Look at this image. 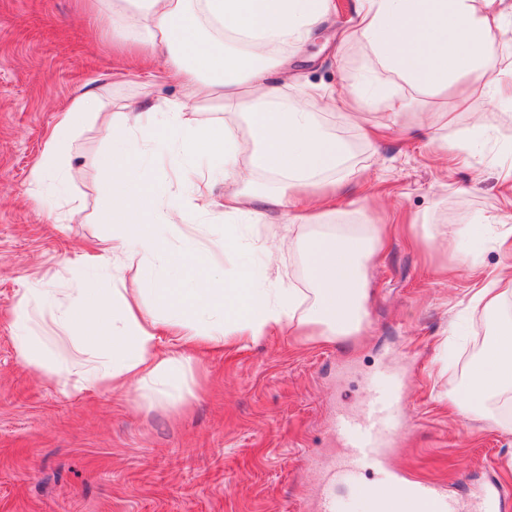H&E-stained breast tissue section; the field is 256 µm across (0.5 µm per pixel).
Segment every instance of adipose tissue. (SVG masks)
<instances>
[{
	"label": "adipose tissue",
	"instance_id": "ef3b65f1",
	"mask_svg": "<svg viewBox=\"0 0 512 512\" xmlns=\"http://www.w3.org/2000/svg\"><path fill=\"white\" fill-rule=\"evenodd\" d=\"M335 7L334 0H113L123 17L113 38L148 41L164 61L159 77L182 87L174 100L120 105L113 125L168 130L174 157L203 156L211 167L190 195L174 192L162 203L137 141L116 142L97 157L113 173L99 188L112 203L102 215L112 226V248L91 254L87 274L69 287L27 291L13 303V341L27 365L78 393L110 389L139 399L170 389L186 404L195 396L188 378L200 350L245 345L276 331L333 344L363 330L370 300L365 264L382 229L318 227L297 206L307 192L331 202L335 177L352 174L347 142L297 101L325 100L342 111L348 101L330 87L291 83L285 59L266 57L274 47L311 40ZM508 20L512 0H356L354 23L338 40L367 44L377 70L416 89L436 94L462 84L512 109V69L500 68L495 39ZM205 24L213 33L201 41L197 34ZM103 109L92 87L70 99L31 172L32 184L52 176L66 180L58 143ZM211 110L227 113L224 124L201 127L186 118ZM245 164L275 177L277 191L243 183ZM217 176L224 179L225 217L255 218L280 208L289 223L314 227V234L303 243L291 236L273 247L254 244L258 263L229 275L203 263L198 249L176 238L189 218L212 216ZM300 246L307 287L274 286L259 276V269H271L281 253ZM116 255L139 261L142 285L113 289L107 298L92 273L111 266ZM146 293L152 306L142 302ZM42 306L51 312L55 335L40 333L36 312ZM74 353L83 358L80 366L71 364ZM511 393L508 321L471 364L465 382L449 389L448 400L467 414Z\"/></svg>",
	"mask_w": 512,
	"mask_h": 512
}]
</instances>
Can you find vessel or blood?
Here are the masks:
<instances>
[{
  "instance_id": "vessel-or-blood-1",
  "label": "vessel or blood",
  "mask_w": 512,
  "mask_h": 512,
  "mask_svg": "<svg viewBox=\"0 0 512 512\" xmlns=\"http://www.w3.org/2000/svg\"><path fill=\"white\" fill-rule=\"evenodd\" d=\"M400 409V391L395 388L374 395L359 416H337L336 433L347 449L337 466L338 474L352 476L366 465L386 471L387 446L397 426ZM410 494L415 503L429 506L431 512H464L463 505L448 500L437 483L416 482ZM504 500V492L497 485L490 484L479 490L481 512H502Z\"/></svg>"
}]
</instances>
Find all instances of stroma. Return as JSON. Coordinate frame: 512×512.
<instances>
[{"instance_id":"35a3bbf8","label":"stroma","mask_w":512,"mask_h":512,"mask_svg":"<svg viewBox=\"0 0 512 512\" xmlns=\"http://www.w3.org/2000/svg\"><path fill=\"white\" fill-rule=\"evenodd\" d=\"M96 12L95 0H0V512H319L325 493L340 512H357L355 486L379 473L337 475L344 450L333 425L338 413H358L371 381L389 374L402 385L389 458L402 483L438 481L471 508L487 478L512 494V402L496 398L463 415L447 400L492 336L490 316L468 300L500 255L485 243L473 268L456 258L446 230L512 210V184L485 162L501 149L512 156V112L478 93L462 103L391 75L390 93L408 102L396 118L381 100L350 122L310 103L348 142L358 171L337 184L331 223L387 227L366 263L367 321L347 347L274 334L208 354L196 370L205 387L187 405L75 393L21 361L13 302L47 287V272L63 265L82 276L85 245L112 238L99 193L112 172L93 163L126 136L112 112L181 95L179 84L155 80L159 60L146 49L114 47ZM354 16V0H336L317 37L288 47L291 75L363 92L374 70L369 47L336 40ZM92 77L105 111L65 142L64 190L35 189L29 175L56 111ZM442 112L452 137L482 125L480 151L435 150L429 128ZM373 126L384 132L370 144L361 130Z\"/></svg>"}]
</instances>
